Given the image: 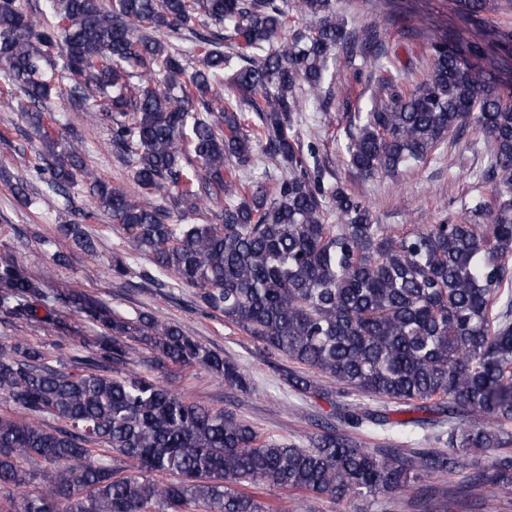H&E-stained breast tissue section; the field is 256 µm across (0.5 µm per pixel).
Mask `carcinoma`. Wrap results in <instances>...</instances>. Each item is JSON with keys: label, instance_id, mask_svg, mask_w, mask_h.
Instances as JSON below:
<instances>
[{"label": "carcinoma", "instance_id": "carcinoma-1", "mask_svg": "<svg viewBox=\"0 0 512 512\" xmlns=\"http://www.w3.org/2000/svg\"><path fill=\"white\" fill-rule=\"evenodd\" d=\"M289 0H0V66L28 98L37 137L33 176L64 207L84 182L95 207L127 235L115 277L133 255L142 276L194 290L202 312L224 319L270 353L307 368L284 380L321 396L336 382L330 417L382 433L433 430L448 453L365 448L328 423L310 448L261 439L231 409L190 402L152 376L198 367L241 391L239 367L176 324L125 313L82 290L50 291L0 255V323L51 331V345L0 338V512H278L250 489L288 487L336 499L403 490L412 470L453 474L472 456L512 490V76L487 72L440 39L430 67L403 87L370 29H347L332 0H300L308 24L291 29ZM486 0H460L467 23ZM172 32L188 45L165 38ZM372 58L379 92L349 133L348 162L362 174L421 162L451 132L472 126L490 143L489 204L464 224L392 232L303 154L295 123L307 98L322 102L336 64ZM53 97L87 106L109 126L134 189L87 168L72 141L45 122ZM288 168L273 192L240 175L264 159ZM216 224H183L202 203ZM339 222H326L327 204ZM59 230L95 250L81 224ZM63 308L96 331L73 349ZM382 397L370 409L349 397ZM440 416L399 418L405 407ZM448 419L443 429L442 418Z\"/></svg>", "mask_w": 512, "mask_h": 512}]
</instances>
